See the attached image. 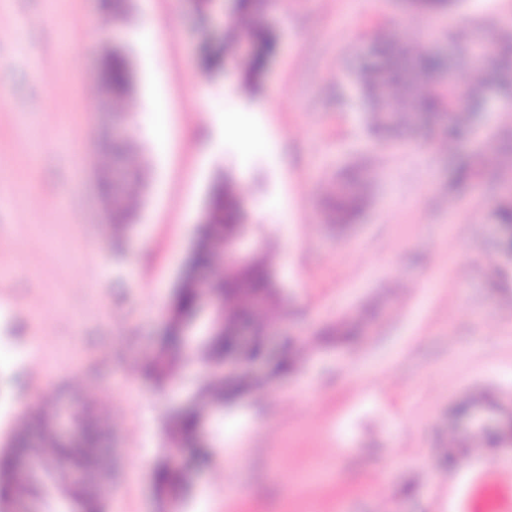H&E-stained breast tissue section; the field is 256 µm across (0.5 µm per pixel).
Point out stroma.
Segmentation results:
<instances>
[{"mask_svg": "<svg viewBox=\"0 0 512 512\" xmlns=\"http://www.w3.org/2000/svg\"><path fill=\"white\" fill-rule=\"evenodd\" d=\"M115 43L132 64L122 113L98 94L100 0H0V447L46 400L94 405L112 427L108 512H162L152 481L168 414L194 400L204 371L171 386L142 374L196 240L212 186L238 178L248 243L264 240L282 293L265 311L297 340L295 370L257 396L211 414L210 452L193 468L179 512H494L512 505V445L444 462L449 434L512 428V253L496 202L512 176V92L486 105L451 150L429 114L397 138L372 133L355 73L382 69L376 41L426 37L455 63L449 33L485 43L512 22V0H460L434 11L405 0H279L264 20L278 35L258 91L205 70L224 30L193 0H131ZM157 45L138 44L145 21ZM166 103L170 134L152 122ZM260 127L243 151L222 114ZM133 136L146 177L140 208L111 246L100 171L114 133ZM474 176L452 180L460 164ZM362 171L367 201L344 228L325 222L330 185ZM21 196L54 206L18 210ZM36 338L38 370L28 365ZM483 393L466 416L456 406ZM469 490L449 497V484Z\"/></svg>", "mask_w": 512, "mask_h": 512, "instance_id": "35a3bbf8", "label": "stroma"}]
</instances>
